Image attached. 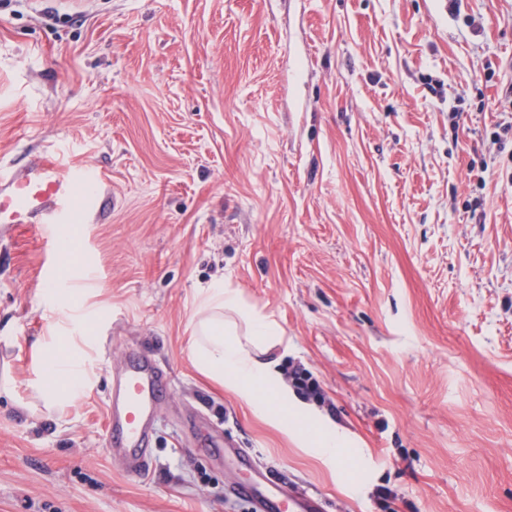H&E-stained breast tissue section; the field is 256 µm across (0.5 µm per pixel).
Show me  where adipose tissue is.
Segmentation results:
<instances>
[{
	"label": "adipose tissue",
	"instance_id": "obj_1",
	"mask_svg": "<svg viewBox=\"0 0 512 512\" xmlns=\"http://www.w3.org/2000/svg\"><path fill=\"white\" fill-rule=\"evenodd\" d=\"M241 308L237 294L220 285L201 295L188 341L189 356L197 369L234 389L251 410L319 448L324 456L342 459L348 445L343 433L324 427L309 410L288 407L276 363L266 357L278 341L277 328L252 312L247 315V338H240L232 327L225 325V310ZM42 369L39 390L48 401L75 394L83 385L82 356L71 337H55L45 346Z\"/></svg>",
	"mask_w": 512,
	"mask_h": 512
}]
</instances>
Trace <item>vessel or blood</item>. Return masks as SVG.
<instances>
[{"mask_svg": "<svg viewBox=\"0 0 512 512\" xmlns=\"http://www.w3.org/2000/svg\"><path fill=\"white\" fill-rule=\"evenodd\" d=\"M109 182L103 168L72 157L67 145L39 147L24 169L11 162L0 166V223L38 225L51 260L76 258L68 227L108 218ZM170 385L168 372L143 352L113 375L106 443L132 475H143L151 466L148 446L154 431V406ZM235 494L250 503L251 512H320L319 499L308 492L274 493L262 488L255 478Z\"/></svg>", "mask_w": 512, "mask_h": 512, "instance_id": "1", "label": "vessel or blood"}]
</instances>
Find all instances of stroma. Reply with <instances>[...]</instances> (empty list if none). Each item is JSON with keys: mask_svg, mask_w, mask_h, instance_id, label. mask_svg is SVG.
Here are the masks:
<instances>
[{"mask_svg": "<svg viewBox=\"0 0 512 512\" xmlns=\"http://www.w3.org/2000/svg\"><path fill=\"white\" fill-rule=\"evenodd\" d=\"M42 140L109 169L114 206L74 234L89 278L57 268L64 311L36 225L0 234V512H248L227 443L325 512H512V0H0V156ZM215 284L358 461L193 365ZM54 336L88 382L49 408ZM139 351L172 386L135 477L104 424Z\"/></svg>", "mask_w": 512, "mask_h": 512, "instance_id": "1", "label": "stroma"}]
</instances>
